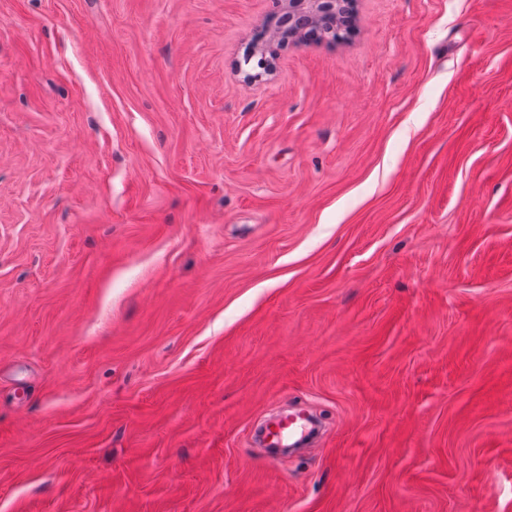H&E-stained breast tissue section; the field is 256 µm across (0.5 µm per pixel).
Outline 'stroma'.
<instances>
[{
    "mask_svg": "<svg viewBox=\"0 0 512 512\" xmlns=\"http://www.w3.org/2000/svg\"><path fill=\"white\" fill-rule=\"evenodd\" d=\"M287 2L0 0V512H512V0ZM312 8L315 12L326 15L335 11L334 16L320 17L315 13H305L301 22L293 25L295 32L301 33L308 38L318 41L329 38L337 30L346 28L349 4L339 3L336 6V0H289L288 1V18L299 16ZM312 431V423L296 425L290 417L276 421L269 429L268 436L275 439H288V447L295 448L303 445L305 437Z\"/></svg>",
    "mask_w": 512,
    "mask_h": 512,
    "instance_id": "obj_1",
    "label": "stroma"
}]
</instances>
